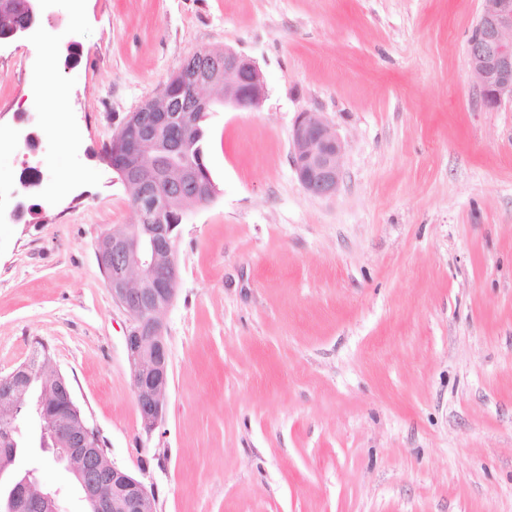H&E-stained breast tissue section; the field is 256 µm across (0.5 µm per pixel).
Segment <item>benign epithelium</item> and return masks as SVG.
Here are the masks:
<instances>
[{"mask_svg":"<svg viewBox=\"0 0 512 512\" xmlns=\"http://www.w3.org/2000/svg\"><path fill=\"white\" fill-rule=\"evenodd\" d=\"M43 0H23L24 19L7 34L21 38L43 21ZM468 64L480 104L490 110L512 104V0H481L468 41ZM224 88L216 96L211 89ZM265 96L256 63L232 49H203L187 59L162 91L147 98L112 139V169L135 188V207L143 222L138 232H112L98 251L115 303L126 312V349L131 382L142 425L156 429L163 417L170 383L164 316L174 300L178 271L172 243L175 230L194 206L210 202L215 187L200 166L193 176L173 174L185 146L187 113L206 112L217 101L256 111ZM292 162L305 190L332 197L343 178L344 150L335 128L318 112L299 113L291 131ZM32 362L0 376V407L15 410L28 392ZM56 397L76 408L69 381L54 376ZM62 447L57 462L79 481L89 512H157L156 498L127 469L117 466L106 448L90 444L86 421L38 415ZM46 495L19 481L7 489L0 512H26Z\"/></svg>","mask_w":512,"mask_h":512,"instance_id":"7a95c632","label":"benign epithelium"}]
</instances>
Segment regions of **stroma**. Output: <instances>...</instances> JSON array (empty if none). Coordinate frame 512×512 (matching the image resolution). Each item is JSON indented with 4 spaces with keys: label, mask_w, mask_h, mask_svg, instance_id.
Masks as SVG:
<instances>
[{
    "label": "stroma",
    "mask_w": 512,
    "mask_h": 512,
    "mask_svg": "<svg viewBox=\"0 0 512 512\" xmlns=\"http://www.w3.org/2000/svg\"><path fill=\"white\" fill-rule=\"evenodd\" d=\"M480 0H44L47 54L0 57V133L40 184L0 224V374L49 350L115 464L158 512H512V108L479 103ZM76 43V62L65 60ZM260 69L258 111L205 125L212 201L176 229L170 388L141 424L97 260L136 221L104 159L130 113L203 48ZM53 69L57 98L37 80ZM344 148L302 187L291 130ZM292 162L305 190L332 197L343 178L344 150L335 128L318 112L304 111L291 131Z\"/></svg>",
    "instance_id": "1"
}]
</instances>
